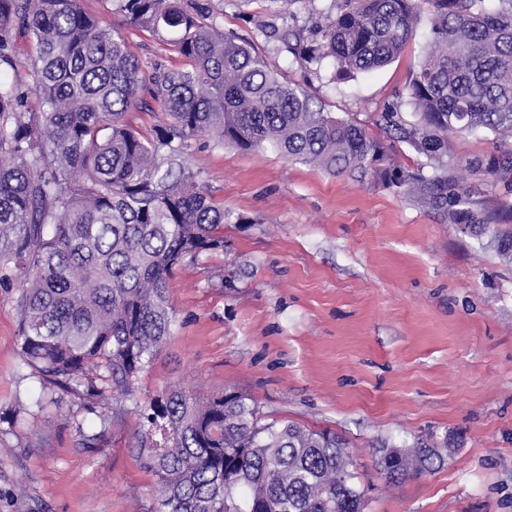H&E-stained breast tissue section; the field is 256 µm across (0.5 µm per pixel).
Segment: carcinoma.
I'll return each mask as SVG.
<instances>
[{
	"instance_id": "cac0c4a2",
	"label": "carcinoma",
	"mask_w": 512,
	"mask_h": 512,
	"mask_svg": "<svg viewBox=\"0 0 512 512\" xmlns=\"http://www.w3.org/2000/svg\"><path fill=\"white\" fill-rule=\"evenodd\" d=\"M108 2L95 15L79 0H0V160L9 159L0 163V267L20 272L23 363L112 397V421L173 335L175 269L224 248V204L183 160L198 136L369 176L512 260V0H331L307 37L261 26L295 62L317 69L331 59L344 80L391 62L429 10L434 46L409 83L415 120L381 115L427 158L429 175L391 163L384 141L283 82L251 43L217 27L207 0ZM111 14L169 41L185 67L142 75ZM154 102L165 120L152 134L126 122ZM479 129L497 144L467 171L502 190L494 205L450 160V136ZM137 409L132 450L156 477L150 512H363L333 432L263 423L236 392L171 388ZM435 447L421 436L409 461L380 456L385 478L429 470L441 459Z\"/></svg>"
}]
</instances>
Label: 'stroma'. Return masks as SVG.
I'll return each mask as SVG.
<instances>
[{"label": "stroma", "instance_id": "35a3bbf8", "mask_svg": "<svg viewBox=\"0 0 512 512\" xmlns=\"http://www.w3.org/2000/svg\"><path fill=\"white\" fill-rule=\"evenodd\" d=\"M331 0H209L284 81L375 138L430 48L431 15L387 66L334 77L288 61L261 25L308 29ZM144 74L184 66L173 46L113 17ZM185 163L230 218L223 249L169 282L176 330L140 373L138 402L179 387L235 390L264 419L347 442L364 512H512V263L413 196L333 176L264 147L200 136ZM17 282H0V512H149L156 482L131 452L139 419L100 429L110 400L62 390L22 362ZM448 437L432 470L389 482L384 443ZM96 435L93 447L84 438Z\"/></svg>", "mask_w": 512, "mask_h": 512}]
</instances>
